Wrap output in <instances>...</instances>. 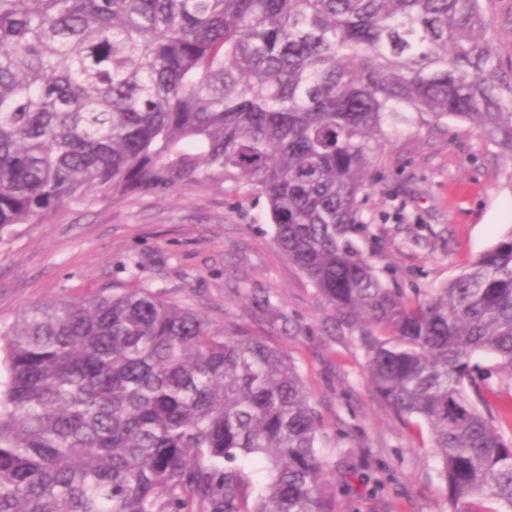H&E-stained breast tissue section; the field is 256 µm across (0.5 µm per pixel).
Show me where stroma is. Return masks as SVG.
Listing matches in <instances>:
<instances>
[{
    "instance_id": "1",
    "label": "stroma",
    "mask_w": 512,
    "mask_h": 512,
    "mask_svg": "<svg viewBox=\"0 0 512 512\" xmlns=\"http://www.w3.org/2000/svg\"><path fill=\"white\" fill-rule=\"evenodd\" d=\"M360 247L401 288H436L512 227V189L495 147L452 120L384 146L368 173ZM139 262L137 279L121 264ZM150 286L211 330L246 328L288 353L326 441L336 512H440L443 487L428 434L376 397L365 356L297 266L274 246L264 196L208 179L166 192L72 203L0 242V327L53 301ZM378 485L345 478V464Z\"/></svg>"
}]
</instances>
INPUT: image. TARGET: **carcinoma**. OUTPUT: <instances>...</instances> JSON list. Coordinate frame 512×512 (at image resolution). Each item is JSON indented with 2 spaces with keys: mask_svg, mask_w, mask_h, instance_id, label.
I'll list each match as a JSON object with an SVG mask.
<instances>
[{
  "mask_svg": "<svg viewBox=\"0 0 512 512\" xmlns=\"http://www.w3.org/2000/svg\"><path fill=\"white\" fill-rule=\"evenodd\" d=\"M448 119L512 163L483 0H0V240L99 195L246 184L378 399L427 429L442 512H512V410L474 362L512 379V228L424 293L359 247L378 148ZM323 447L287 353L159 291L0 334V512H334Z\"/></svg>",
  "mask_w": 512,
  "mask_h": 512,
  "instance_id": "obj_1",
  "label": "carcinoma"
}]
</instances>
